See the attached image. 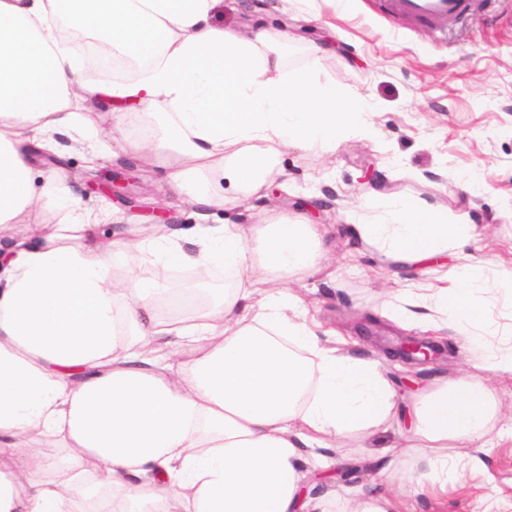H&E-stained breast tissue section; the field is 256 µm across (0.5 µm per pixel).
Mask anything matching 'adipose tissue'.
<instances>
[{
	"mask_svg": "<svg viewBox=\"0 0 512 512\" xmlns=\"http://www.w3.org/2000/svg\"><path fill=\"white\" fill-rule=\"evenodd\" d=\"M221 0H0V225L30 220L38 201L61 213L62 233L0 244V512H328L334 491L301 483L332 466L333 438L399 414L378 361L322 344L304 301L287 287L326 256L318 225L195 224L143 239L135 227L104 247L63 168L34 189L31 148L56 156L70 138L99 141L81 101L159 117L130 153L151 148L174 191L219 172L261 194L291 147L328 149L359 133L366 104L305 70L288 79L275 50L284 36L255 28L241 39L214 25ZM138 64L135 76L86 80V56L64 29ZM358 237L419 273L388 307L406 324L445 318L488 368L512 375V346H484L482 265L463 264L452 287L430 276L478 234L431 205L392 202ZM224 280L197 305L138 262ZM264 269L266 279L256 277ZM497 410L479 379L440 382L415 409L410 436L425 468L414 485L447 487L462 451ZM56 443L50 463L31 444Z\"/></svg>",
	"mask_w": 512,
	"mask_h": 512,
	"instance_id": "1",
	"label": "adipose tissue"
}]
</instances>
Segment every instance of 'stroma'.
Returning <instances> with one entry per match:
<instances>
[{
	"instance_id": "1",
	"label": "stroma",
	"mask_w": 512,
	"mask_h": 512,
	"mask_svg": "<svg viewBox=\"0 0 512 512\" xmlns=\"http://www.w3.org/2000/svg\"><path fill=\"white\" fill-rule=\"evenodd\" d=\"M212 21L242 35L256 24L286 33L288 73L313 69L321 81L370 104L360 135L325 151L288 149L268 180V196L236 195L215 173L198 181L199 189L235 200L234 207L209 210V223L285 218L322 226L332 259L292 287L318 309L325 326L342 329V353L378 357L372 342L347 323L365 311L385 317L388 292L416 278L356 239L350 213L372 218L395 198L440 207L449 223L481 226L466 252L486 261L490 282L512 278V0H470L468 12L442 31L390 13L384 0H223ZM147 119L133 111L105 138L110 153L96 167L86 164V144L64 160L68 171L88 173L100 186L91 192L84 181L75 183L79 208L102 217L101 243H111L112 230L122 224L142 225L144 237H152L149 207L164 208L178 227L199 221L196 211L171 198L160 168L150 162L138 163L129 185L136 207L108 194L113 174L130 158L127 139ZM452 348L448 361L417 369L390 361L385 374L405 405L416 389L443 380H484L498 411L482 447L473 451L479 468L450 482L447 491L417 493L411 480L422 468V451L404 429L386 423L348 432L333 441L330 453L337 469L358 465L362 472L336 481L337 512H347L362 489L397 502V512H512V377L485 368L460 343Z\"/></svg>"
}]
</instances>
